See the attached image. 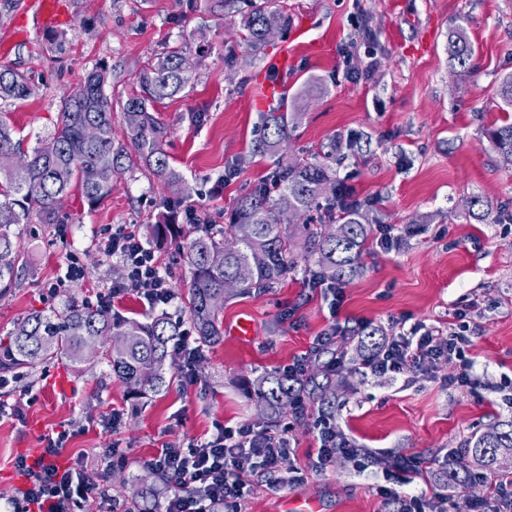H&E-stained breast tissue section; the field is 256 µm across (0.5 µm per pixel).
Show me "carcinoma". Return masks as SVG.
<instances>
[{"label": "carcinoma", "mask_w": 512, "mask_h": 512, "mask_svg": "<svg viewBox=\"0 0 512 512\" xmlns=\"http://www.w3.org/2000/svg\"><path fill=\"white\" fill-rule=\"evenodd\" d=\"M250 10L244 18L247 43L259 50L268 43L272 31L283 27L287 18L276 0H248ZM475 49L461 33L448 37V62L464 72L470 69ZM183 51L173 47L162 53L150 68L136 78L139 91L120 103L125 136L132 142L138 160L159 180L167 201L185 199V179L171 167L164 149L167 129L153 115L156 105L179 95L191 74L183 70ZM27 74L0 68V99L24 100ZM499 109L506 117L489 129L497 153L512 163V74L499 86ZM112 71L103 65L88 70L83 80L60 100L54 130L29 150H23L14 130L0 116V288L12 287L19 263L13 247L14 227L20 224H57L60 206L72 183H77L90 208L112 195V184H91L83 176L90 166H103L122 173L132 166L126 147L116 140L113 127ZM302 113L272 110L261 115V135L253 153L276 154ZM300 159L277 166L271 179L277 182L278 195L267 194L263 185L246 191L237 199L229 223L216 230H202L183 246L191 269L187 309L193 329L202 345L220 341L219 311L211 299L224 294V284L236 278L240 267L255 255L264 256L253 277L240 283L236 293L274 288L298 263L325 281L343 282L357 271V264L368 245L361 209L332 217L336 204V171L328 160ZM316 207L327 215V222H341L346 228L339 239L336 232L321 228L310 233L312 246L299 259L294 255L292 237L283 228V215L296 218ZM177 206L168 207L158 223L151 225L150 240L162 244L176 232ZM179 335L177 325L166 315L142 322L117 320L112 309L88 302H73L61 310H34L18 322L0 342V373H8L36 363L66 358L73 364L85 361L89 337L97 338L103 363L118 376L128 393L137 397L147 390L165 386L164 366L168 345ZM297 387L285 373H266L253 384L251 394L266 408L280 413L291 407ZM512 450V420L479 437L462 457L448 463V479L464 483L469 479L468 458L488 471L496 470L498 456Z\"/></svg>", "instance_id": "cac0c4a2"}]
</instances>
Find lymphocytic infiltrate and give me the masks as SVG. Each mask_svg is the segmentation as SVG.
Returning <instances> with one entry per match:
<instances>
[{
	"mask_svg": "<svg viewBox=\"0 0 512 512\" xmlns=\"http://www.w3.org/2000/svg\"><path fill=\"white\" fill-rule=\"evenodd\" d=\"M103 249L120 263L123 273L96 296L98 304L114 306L134 294L149 311L171 306L174 296L170 273L159 264L154 251L128 224L111 225L103 238ZM472 339L464 331L420 330L390 336L384 344L359 360V373H427L440 366L448 368V385L458 388L473 384V364L466 357ZM70 434L62 430L48 435L47 445L34 459L20 455L14 468L25 477L27 486L13 501L10 512H84L93 503L105 512H140L137 502L113 494L88 470L59 465L57 458ZM319 443L312 462L315 470H325L336 456L358 458L359 448L330 423L320 425ZM287 433L256 432L216 424L207 439L188 446L167 445L157 449L147 465L162 479L156 491L159 512H243L247 479L256 474L273 477L276 485L293 486L302 477L298 467L285 468L290 453ZM485 483L484 497L457 504L456 512H504L512 506V479L489 480L483 472L472 475Z\"/></svg>",
	"mask_w": 512,
	"mask_h": 512,
	"instance_id": "lymphocytic-infiltrate-1",
	"label": "lymphocytic infiltrate"
}]
</instances>
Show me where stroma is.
<instances>
[{"mask_svg":"<svg viewBox=\"0 0 512 512\" xmlns=\"http://www.w3.org/2000/svg\"><path fill=\"white\" fill-rule=\"evenodd\" d=\"M22 2L0 0V38L10 40L0 68L29 73L35 88L25 100H0V113L23 147L50 135L63 92L93 65L111 69L112 97L123 100L166 48L183 47L191 82L178 98L159 104L156 115L170 130L165 150L185 177L188 205L224 223L239 195L270 177L279 160L335 147L337 177H350L368 199L370 240L346 283L341 317L364 325L380 344L398 333V319L444 329L467 310L473 344L466 355L478 382L451 389L438 374L329 371L331 350H315L332 321L329 305L299 269L278 288L225 302L223 339L206 347L198 386L181 385L171 358L166 385L142 398L128 394L97 357L6 375L0 400L18 404L20 416L0 419V512H8L24 486L14 458L40 453L45 436L65 426L75 435L60 464L85 462L104 474L111 494L130 499H141L156 483L146 462L157 448L208 437L218 422L288 429L294 437L290 463L303 468V481L284 489L266 480L253 484L246 512H279L284 500L309 498L320 500L323 512H397L395 501L381 497L383 485L411 495L436 487L456 497L482 496L481 484L449 481L442 458L512 420V218L502 212L512 206V165L486 135L501 116L499 83L512 73V0H279L288 26L260 50L240 37L241 8L213 12L206 0H62L68 22L30 38L17 34ZM453 30L474 46L469 71L448 65ZM230 53L237 57L232 68L224 63ZM281 103L303 113L302 122L281 157L253 156L261 113ZM112 184L111 196L93 210L71 189L61 225L16 227L24 267L0 294V337L32 310L95 300L120 275L119 263L99 247L106 228L132 224L146 233L164 209V193L142 166L114 175ZM476 197L498 203V210L475 220ZM384 224L401 232L399 248H376ZM68 252L85 255L88 275L48 293ZM242 318L253 324L247 339L232 331ZM297 360L305 370L303 415L265 413L250 395L253 382ZM115 410L123 412L124 425L112 434L102 422ZM322 418L373 457L416 455L435 464L405 486L364 459L340 456L316 472L309 464ZM115 442L128 463L110 469L101 451Z\"/></svg>","mask_w":512,"mask_h":512,"instance_id":"obj_1","label":"stroma"}]
</instances>
